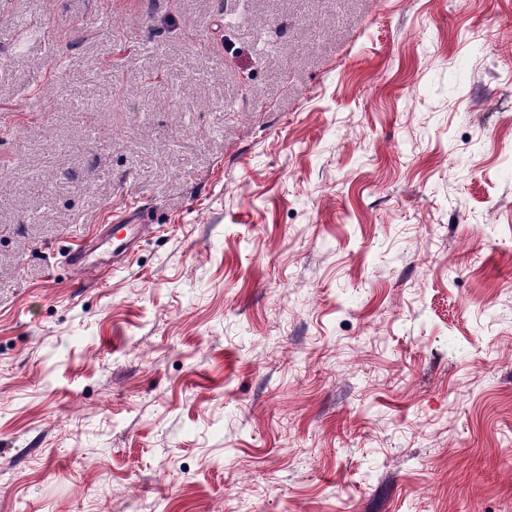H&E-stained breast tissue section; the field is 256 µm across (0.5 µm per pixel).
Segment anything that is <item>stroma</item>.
Returning <instances> with one entry per match:
<instances>
[{"label": "stroma", "instance_id": "obj_1", "mask_svg": "<svg viewBox=\"0 0 512 512\" xmlns=\"http://www.w3.org/2000/svg\"><path fill=\"white\" fill-rule=\"evenodd\" d=\"M0 512H512V0H0ZM130 211L113 217V224H109L111 234L107 241L106 252L112 254V264L126 260L134 251L139 237L150 232L152 224H142ZM93 246L94 245L88 249H86V247H79L74 250H70L67 254L71 266L80 276H87L91 273L92 270L102 271L103 269L110 268L106 266V264L110 262L109 258H91L92 253L94 252L91 251Z\"/></svg>", "mask_w": 512, "mask_h": 512}]
</instances>
